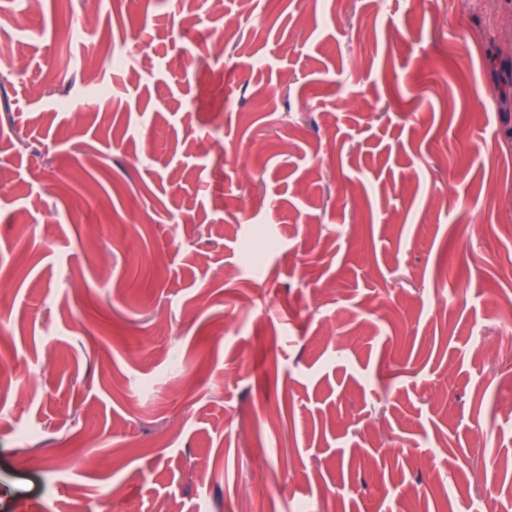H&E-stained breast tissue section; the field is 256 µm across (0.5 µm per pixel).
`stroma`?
<instances>
[{
    "instance_id": "1",
    "label": "stroma",
    "mask_w": 512,
    "mask_h": 512,
    "mask_svg": "<svg viewBox=\"0 0 512 512\" xmlns=\"http://www.w3.org/2000/svg\"><path fill=\"white\" fill-rule=\"evenodd\" d=\"M88 2L0 0V512H512V0Z\"/></svg>"
}]
</instances>
